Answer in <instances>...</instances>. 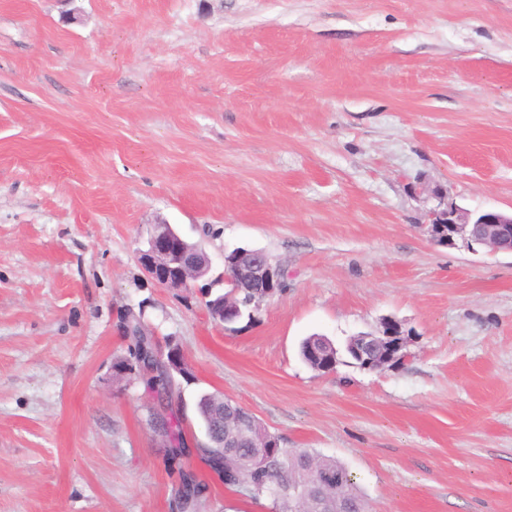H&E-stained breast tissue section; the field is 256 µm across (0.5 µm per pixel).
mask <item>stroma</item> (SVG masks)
Returning a JSON list of instances; mask_svg holds the SVG:
<instances>
[{
    "mask_svg": "<svg viewBox=\"0 0 512 512\" xmlns=\"http://www.w3.org/2000/svg\"><path fill=\"white\" fill-rule=\"evenodd\" d=\"M512 210V0H0V512H272L197 454L171 463L126 316L202 394L334 457L372 512H512V253L428 233ZM173 224L286 288L227 328L138 251ZM400 322L401 364L308 367Z\"/></svg>",
    "mask_w": 512,
    "mask_h": 512,
    "instance_id": "stroma-1",
    "label": "stroma"
}]
</instances>
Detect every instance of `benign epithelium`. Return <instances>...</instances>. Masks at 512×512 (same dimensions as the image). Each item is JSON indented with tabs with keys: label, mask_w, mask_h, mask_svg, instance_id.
Returning <instances> with one entry per match:
<instances>
[{
	"label": "benign epithelium",
	"mask_w": 512,
	"mask_h": 512,
	"mask_svg": "<svg viewBox=\"0 0 512 512\" xmlns=\"http://www.w3.org/2000/svg\"><path fill=\"white\" fill-rule=\"evenodd\" d=\"M430 221L431 237L437 242L453 245L459 238L468 245L488 246L494 252H512V213L486 210L474 220L468 211L450 204L432 210ZM188 254L184 239L169 223L163 222L150 236L148 249L140 251V264L146 276L161 287L186 289L199 279L201 269L212 265V259L204 251L191 258ZM224 270L232 292L226 294L220 305H208L212 319L221 324L237 316L239 308L235 297L239 289L250 290L257 309L279 290L284 274L263 252L244 248H236L224 255ZM404 346L401 324L386 318L379 334L364 337L354 349L368 365L383 366L404 358Z\"/></svg>",
	"instance_id": "benign-epithelium-1"
}]
</instances>
